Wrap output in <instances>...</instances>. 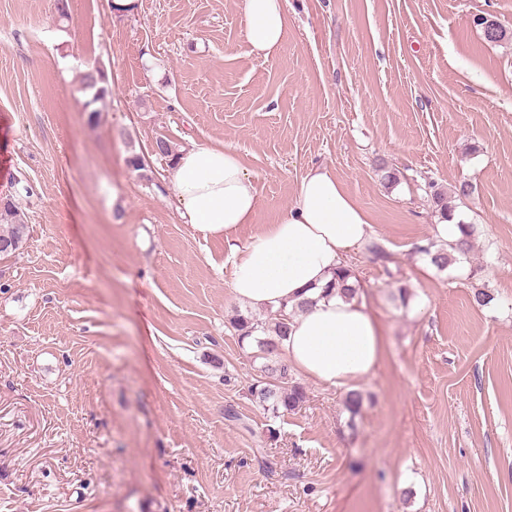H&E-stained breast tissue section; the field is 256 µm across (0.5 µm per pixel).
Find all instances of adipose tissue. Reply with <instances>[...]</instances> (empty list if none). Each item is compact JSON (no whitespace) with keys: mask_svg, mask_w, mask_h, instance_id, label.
Wrapping results in <instances>:
<instances>
[{"mask_svg":"<svg viewBox=\"0 0 512 512\" xmlns=\"http://www.w3.org/2000/svg\"><path fill=\"white\" fill-rule=\"evenodd\" d=\"M288 0H244L246 38L252 54L270 58L288 27ZM172 189L185 223L203 236L232 237L251 223L255 186L232 150L192 144L179 150ZM368 214L334 171L313 167L297 197L276 223L247 245H231V287L246 304L273 311L305 303L293 315L283 351L292 371L327 387L367 378L386 351L385 326L365 295L326 293L347 252L371 245Z\"/></svg>","mask_w":512,"mask_h":512,"instance_id":"obj_1","label":"adipose tissue"}]
</instances>
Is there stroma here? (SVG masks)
Segmentation results:
<instances>
[{
  "mask_svg": "<svg viewBox=\"0 0 512 512\" xmlns=\"http://www.w3.org/2000/svg\"><path fill=\"white\" fill-rule=\"evenodd\" d=\"M115 2L61 22L0 0V197L30 226L0 256V512H512V41L472 23L512 30V0H288L267 59L243 0ZM160 138L240 156L257 208L237 244L313 167L370 214L393 262L346 255L387 336L360 414L309 381L294 412L253 403L263 361L232 320L272 313L183 223ZM464 181L472 247L441 271L418 247ZM80 91L86 96L85 107L89 112V119L95 120L100 110L94 107L103 103L111 94L109 82H102L96 79L93 67L83 73L80 84Z\"/></svg>",
  "mask_w": 512,
  "mask_h": 512,
  "instance_id": "1",
  "label": "stroma"
}]
</instances>
